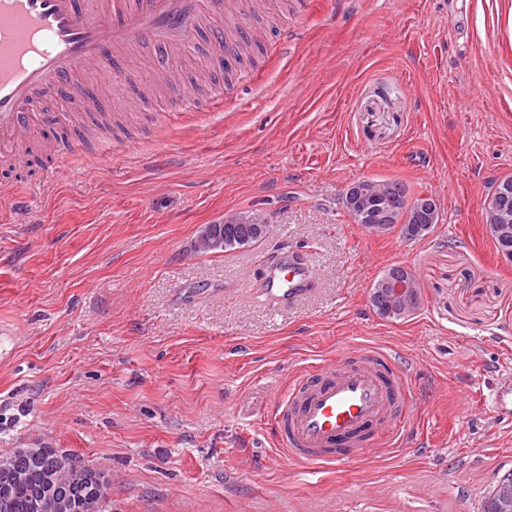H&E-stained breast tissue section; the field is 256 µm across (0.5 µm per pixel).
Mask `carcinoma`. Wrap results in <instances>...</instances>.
I'll return each mask as SVG.
<instances>
[{
  "mask_svg": "<svg viewBox=\"0 0 512 512\" xmlns=\"http://www.w3.org/2000/svg\"><path fill=\"white\" fill-rule=\"evenodd\" d=\"M357 194L361 202L386 201L395 209V223L401 219L410 226L435 224L437 220L419 205L422 198L407 205L408 191L399 181L359 179ZM492 200L485 205L486 223L498 228L493 239L497 252H512V186L496 181L491 185ZM267 229L260 217H242L226 224H210L202 231L197 249L203 253L233 249L257 243V231ZM95 468L76 455L56 448H33L28 454L13 449L0 456V486L8 484L5 494L7 512H104L105 498L93 491ZM512 503V473L500 476L488 492L484 512H503L502 505Z\"/></svg>",
  "mask_w": 512,
  "mask_h": 512,
  "instance_id": "carcinoma-1",
  "label": "carcinoma"
}]
</instances>
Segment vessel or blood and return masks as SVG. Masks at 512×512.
I'll list each match as a JSON object with an SVG mask.
<instances>
[{
  "label": "vessel or blood",
  "instance_id": "obj_1",
  "mask_svg": "<svg viewBox=\"0 0 512 512\" xmlns=\"http://www.w3.org/2000/svg\"><path fill=\"white\" fill-rule=\"evenodd\" d=\"M226 0H0V163L21 165L18 151L30 133L37 99L50 92L75 98L88 109L82 78L87 70L105 87L113 70L141 46L161 63L208 36L227 57L240 55L253 35L225 40L219 16ZM60 132L54 144L70 160L84 156L74 133L80 115L53 117ZM317 283L309 257L284 251L264 272V294L288 305L311 294ZM413 407L412 371L398 351L377 347L347 350L339 362L303 373L272 409L274 441L289 460L307 466H342L399 431Z\"/></svg>",
  "mask_w": 512,
  "mask_h": 512
}]
</instances>
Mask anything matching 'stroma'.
I'll return each mask as SVG.
<instances>
[{"instance_id":"1","label":"stroma","mask_w":512,"mask_h":512,"mask_svg":"<svg viewBox=\"0 0 512 512\" xmlns=\"http://www.w3.org/2000/svg\"><path fill=\"white\" fill-rule=\"evenodd\" d=\"M291 35L255 47L253 83L217 99V59L180 51L199 112L163 126L176 91L109 98L112 154L39 186L41 157L5 173L31 221H0V455L44 444L107 472L105 512H483L512 471V263L484 202L512 175V0H276L236 17ZM433 197L425 238L369 234L342 204L355 180ZM255 213L259 242L201 254L209 224ZM282 250L318 284L274 307L259 279ZM422 302L404 320L369 293L390 265ZM399 350L418 370L399 440L308 469L272 443L291 377L345 348Z\"/></svg>"}]
</instances>
